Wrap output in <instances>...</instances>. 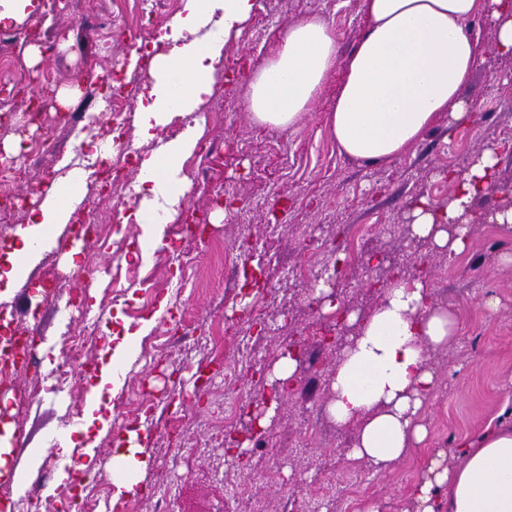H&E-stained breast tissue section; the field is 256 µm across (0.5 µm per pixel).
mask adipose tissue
I'll list each match as a JSON object with an SVG mask.
<instances>
[{"label": "adipose tissue", "mask_w": 512, "mask_h": 512, "mask_svg": "<svg viewBox=\"0 0 512 512\" xmlns=\"http://www.w3.org/2000/svg\"><path fill=\"white\" fill-rule=\"evenodd\" d=\"M257 0H183L182 11L157 33L151 79L134 111L141 141H156L137 159L135 223L153 221L139 241L142 254L160 247L164 224L179 215L188 188L186 159L203 138L199 111L215 91L224 50L253 15ZM368 25L354 50L340 58L333 24L310 17L289 26L253 75L246 108L255 122L294 127L310 111L336 68L345 80L326 123L340 154L384 164L421 142L440 118L469 121L460 93L481 48L470 24L480 16L497 26L496 50L512 54V0H365ZM189 116L174 138L158 134L173 116ZM499 146L487 144L459 177L448 205L419 201L412 210L414 236L431 249L457 256L468 245L473 203L499 163ZM72 205L48 192L21 232L29 253L45 225L68 223ZM357 323L336 362L325 410L353 431L350 456L374 472L391 469L427 436L420 412L437 384L431 354L458 335L457 313L435 305L427 279L398 277L381 302ZM404 512H512V419L487 426L438 452L408 495Z\"/></svg>", "instance_id": "adipose-tissue-1"}]
</instances>
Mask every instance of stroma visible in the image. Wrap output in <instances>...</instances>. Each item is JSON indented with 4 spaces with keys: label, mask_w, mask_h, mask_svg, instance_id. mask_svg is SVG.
Masks as SVG:
<instances>
[{
    "label": "stroma",
    "mask_w": 512,
    "mask_h": 512,
    "mask_svg": "<svg viewBox=\"0 0 512 512\" xmlns=\"http://www.w3.org/2000/svg\"><path fill=\"white\" fill-rule=\"evenodd\" d=\"M91 1L100 16L111 13L112 0H36L31 15L6 27L7 36L24 49V66L8 85H0V100L6 102L0 109V157L6 145L22 149L37 137L28 121L27 95L40 97L51 114L60 108L105 114L117 94L124 96L127 110L135 109V90L146 83L145 71L131 67L121 28L112 30L111 53L102 52L100 26L86 17ZM311 15L333 22L344 56L368 23L364 0H257L254 15L225 49L224 69L216 76L222 93L206 106L223 113L224 122L206 125L203 137L204 148L223 156V180L196 186L185 200L186 210L206 221L202 242L169 232L166 247L145 259L138 246L142 229L130 223L120 232L122 251L108 252L88 240L72 257L58 250L70 227L57 224L51 240L30 255L26 275L0 281V309L16 324L33 326L39 338L35 360L17 379L21 388L60 361L67 337L88 340L95 370L107 359L108 335L121 332L127 322L136 327L141 320L154 321L131 348L117 391L102 397L106 426L88 429L82 417L69 414L73 390L91 395L94 370L74 369L56 396L22 413L12 406L7 388H0V414L23 432L19 447L5 456L14 476L0 480V499L26 497L32 512H59L64 470L44 463L59 451L76 463L77 476L100 497L101 512H113L108 472L115 436L140 402L155 399V412L137 421L150 458L142 475L144 491L131 498L136 512H213L229 494L237 498L235 512L259 506L280 512L287 497L295 499L298 512H365L370 504L379 505L380 512H400L437 451L454 449L480 432L512 401V388L504 384L512 376V234L494 224H472L467 251L451 258L425 248L411 230L414 202L447 203L452 186L442 173L464 172L486 144L512 137V54L497 53L494 24L476 18L472 28L482 54L462 90L463 100L474 108L472 120L454 127L439 121L400 158L360 163L338 153L326 125L343 69H336L295 128L255 123L245 110L251 74L290 24ZM89 71L100 83L86 96L75 84ZM43 131L60 136L61 148L32 162L31 179L10 189L31 196L36 206L48 184L67 175L82 141L103 139L105 127L64 131L52 124ZM225 197L230 206H215V199ZM502 208H512V149L502 152L495 179L477 203L481 213ZM363 224H383L387 230L360 240L356 231ZM212 241L251 257L266 282L264 292L247 294L243 276L214 263L208 251ZM355 241L370 255L369 263H349L348 248ZM392 270L404 276L429 274L435 303L456 311L460 330L447 348L431 356L438 381L424 405L426 440L391 470L375 473L348 459L350 434L325 411L339 350L306 342L303 329L324 315L316 287L329 289L361 315L379 300ZM102 293L108 294V304L94 307L93 295ZM489 296L499 299L497 312L483 308ZM256 300L267 311L260 326L248 316ZM34 306L39 315H31ZM182 320L194 333L171 343L165 330ZM224 324L233 334L227 360H235L237 342L244 339L257 366L236 389L244 408L236 424L240 430L268 395L275 354L300 346L302 361L292 389L281 398L270 429L291 439L309 434L308 447H282L274 462L251 449L233 457L223 427L213 422L214 411L224 405V376L216 374L200 385L193 373L210 362L209 333ZM229 464L239 474L231 488L224 485ZM355 467L363 477L359 485L348 479ZM322 483L333 489L318 501L315 489Z\"/></svg>",
    "instance_id": "stroma-1"
}]
</instances>
